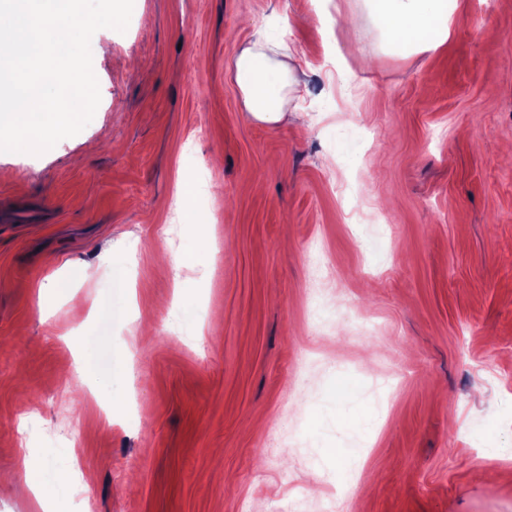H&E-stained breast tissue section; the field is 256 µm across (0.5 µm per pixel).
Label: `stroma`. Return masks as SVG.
I'll list each match as a JSON object with an SVG mask.
<instances>
[{"label": "stroma", "mask_w": 512, "mask_h": 512, "mask_svg": "<svg viewBox=\"0 0 512 512\" xmlns=\"http://www.w3.org/2000/svg\"><path fill=\"white\" fill-rule=\"evenodd\" d=\"M362 9L134 0L125 32L91 39L92 121L0 153V512H38L7 482L22 462L50 479L73 460L89 512H269L304 491L298 512H512V463L482 457L512 451V0H457L422 54L367 20L291 23ZM270 31L307 126L243 110L234 62ZM76 260L95 278L53 292Z\"/></svg>", "instance_id": "obj_1"}]
</instances>
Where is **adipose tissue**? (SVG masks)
Masks as SVG:
<instances>
[{
    "label": "adipose tissue",
    "instance_id": "1",
    "mask_svg": "<svg viewBox=\"0 0 512 512\" xmlns=\"http://www.w3.org/2000/svg\"><path fill=\"white\" fill-rule=\"evenodd\" d=\"M368 14L388 47L426 53L444 45L455 22L456 0H365ZM235 80L245 112L256 121L275 125L286 116L289 96L300 83L288 64L272 59L260 42L241 50Z\"/></svg>",
    "mask_w": 512,
    "mask_h": 512
}]
</instances>
